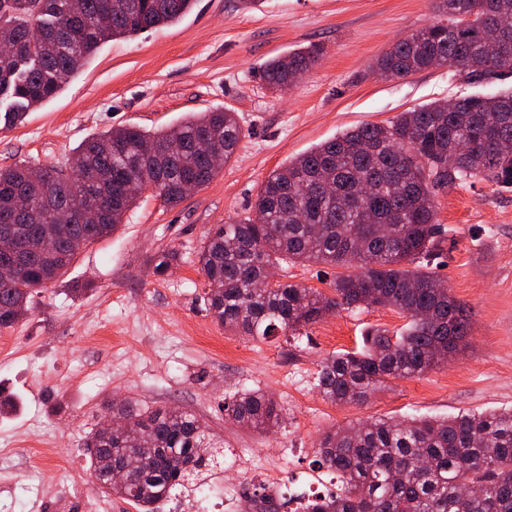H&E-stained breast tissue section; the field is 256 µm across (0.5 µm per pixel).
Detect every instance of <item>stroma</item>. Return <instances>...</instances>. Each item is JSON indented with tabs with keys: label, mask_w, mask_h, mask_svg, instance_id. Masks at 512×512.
Returning a JSON list of instances; mask_svg holds the SVG:
<instances>
[{
	"label": "stroma",
	"mask_w": 512,
	"mask_h": 512,
	"mask_svg": "<svg viewBox=\"0 0 512 512\" xmlns=\"http://www.w3.org/2000/svg\"><path fill=\"white\" fill-rule=\"evenodd\" d=\"M433 0H196L179 22L104 43L21 125L0 129V167L69 169L75 149L113 128L156 132L199 112H235L239 147L219 175L176 207L147 190L112 235L80 250L0 330V512H135L102 493L85 440L113 403L192 412L236 454L218 486L248 465L275 484L310 483L323 433L371 418L409 420L512 409V185L471 180L436 190L444 228L434 266L471 312L467 347L422 375L389 380L361 403L335 404L314 385L319 362L360 349L368 331L407 320L378 307L326 316L307 335L265 340L224 330L205 310L197 254L209 231L251 211L271 171L347 128L434 101L512 91V75L478 87L452 66L383 80L377 58L437 22ZM323 49L290 87L268 89L269 58ZM173 258L155 271L160 254ZM337 268L283 265L284 282L330 293ZM262 389L281 427L258 432L224 417V396Z\"/></svg>",
	"instance_id": "1"
}]
</instances>
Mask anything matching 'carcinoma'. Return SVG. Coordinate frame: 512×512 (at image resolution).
Returning <instances> with one entry per match:
<instances>
[{
    "label": "carcinoma",
    "instance_id": "1",
    "mask_svg": "<svg viewBox=\"0 0 512 512\" xmlns=\"http://www.w3.org/2000/svg\"><path fill=\"white\" fill-rule=\"evenodd\" d=\"M0 0V124L13 127L52 99L64 81L102 43L160 30L189 13L196 0ZM476 0H436L446 21L396 42L374 64L382 78L454 66L471 84L512 75V27L498 50L489 49L484 24L469 18ZM483 14L512 21V0H481ZM312 45L264 64L272 88L291 85L315 63ZM207 134L212 150L198 147ZM483 136L480 146L444 165L456 144ZM242 138L233 112H201L159 132L113 128L74 152L70 173L42 168L0 169V229L23 238L28 259L12 281H0V329L27 312L33 292L52 286L74 255L64 243L82 236L93 244L112 234L139 194L154 190L169 207L182 185L209 184L232 159ZM512 93L457 99L454 109L432 102L385 124L346 130L288 160L262 183L253 214L210 231L198 253L208 282V314L255 340L278 332L298 338L343 308L389 307L409 318L402 330L369 332L361 350L319 364L315 386L335 403H354L387 379L414 377L457 356L466 345L470 314L427 271L442 234L434 189L481 177L512 185ZM283 261L355 265L340 273L333 294L272 280ZM124 433L95 429L87 444L91 475L102 492L158 512L174 489L195 490L217 478L224 445L194 414L117 408ZM224 415L243 428L267 431L282 408L260 389L224 399ZM136 455L137 473L117 477ZM426 462L421 467L418 462ZM319 467L341 483L340 493L315 495L305 512H512V411L466 413L412 421L373 419L324 433ZM241 512H288V495L275 486L244 490Z\"/></svg>",
    "mask_w": 512,
    "mask_h": 512
}]
</instances>
